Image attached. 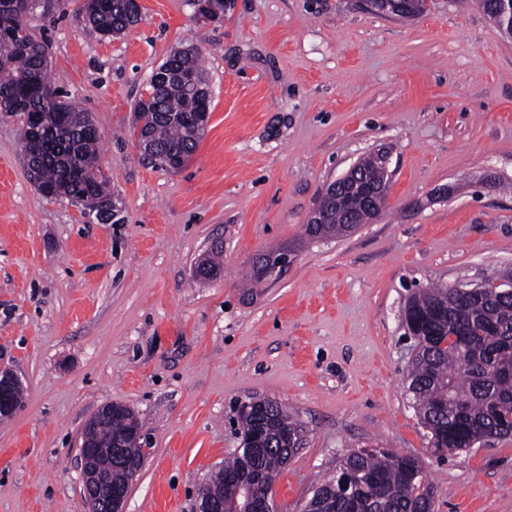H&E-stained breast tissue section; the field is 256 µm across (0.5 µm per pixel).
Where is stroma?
<instances>
[{
    "label": "stroma",
    "mask_w": 512,
    "mask_h": 512,
    "mask_svg": "<svg viewBox=\"0 0 512 512\" xmlns=\"http://www.w3.org/2000/svg\"><path fill=\"white\" fill-rule=\"evenodd\" d=\"M81 3L36 0L30 24L55 86L102 135L124 221L45 197L20 117L0 113V367L24 393L0 420V512H88L77 445L109 402L138 415L148 450L125 512H194L253 398L305 430L275 479L279 512H302L369 446L421 457L436 512H512V436L429 453L401 323L410 289L512 268V37L477 0H429L411 20L367 0H235L219 23L187 0H141L142 21L100 41ZM185 47L203 55L211 118L170 172L139 161L128 128L142 87ZM378 148L391 155L385 209L306 240L322 189ZM275 246L294 263L247 286ZM214 247L223 274L195 280Z\"/></svg>",
    "instance_id": "stroma-1"
}]
</instances>
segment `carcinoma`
I'll return each instance as SVG.
<instances>
[{
    "instance_id": "cac0c4a2",
    "label": "carcinoma",
    "mask_w": 512,
    "mask_h": 512,
    "mask_svg": "<svg viewBox=\"0 0 512 512\" xmlns=\"http://www.w3.org/2000/svg\"><path fill=\"white\" fill-rule=\"evenodd\" d=\"M80 11L84 31L101 40L142 20L133 0H84ZM172 56L179 74L148 83L147 97H139L134 113L143 114L144 129L155 151L148 163L178 170L202 139L193 126L202 102L197 83L204 76L200 51H175ZM49 87L45 42L31 33L24 45L0 39V111L10 114L14 103L20 102L26 109L22 123L36 118L49 134L42 145L20 134L38 189L49 187L54 197L70 200L87 192L110 198L109 181L84 165L99 159L101 134L90 125L88 113L42 94ZM380 178L373 154L360 159L358 186H372ZM324 209L326 223L314 232L304 228L307 238H337L348 234L349 223L358 225L374 216L370 208L351 209L334 197L325 200ZM408 307L421 322L415 337L419 351L406 383L434 451L454 454L474 447L486 436L511 435L512 298L462 294L453 286L434 285L413 292ZM237 417L241 440L256 451L249 459L234 454L204 482L200 494L211 499L218 512H235L234 488L242 477L252 484L255 494H261L264 481L276 478L286 464L280 452L284 434H303L302 427L274 401L260 420L242 408L237 409ZM98 426L104 436L126 432V455L141 462L134 431L142 425L134 411L119 405ZM309 506L313 512H434L422 460L383 448H363L342 457L336 474L314 491Z\"/></svg>"
}]
</instances>
